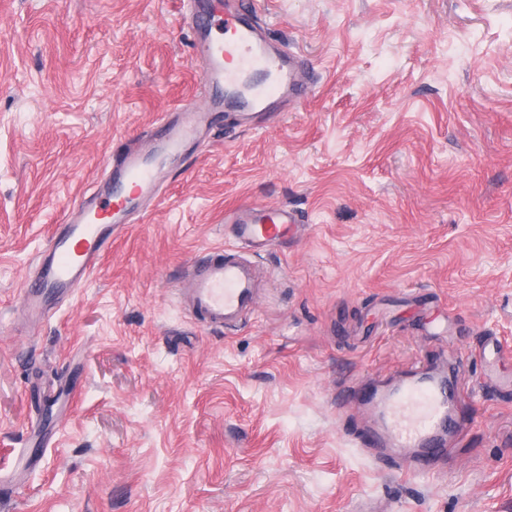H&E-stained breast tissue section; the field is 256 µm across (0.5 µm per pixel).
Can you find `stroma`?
Here are the masks:
<instances>
[{
	"instance_id": "1",
	"label": "stroma",
	"mask_w": 512,
	"mask_h": 512,
	"mask_svg": "<svg viewBox=\"0 0 512 512\" xmlns=\"http://www.w3.org/2000/svg\"><path fill=\"white\" fill-rule=\"evenodd\" d=\"M303 96L236 109L53 316L26 274L112 139L201 105L180 0H0V512H512V391L470 355L512 340V0H267ZM287 205L257 310L195 323L175 288L224 212ZM461 360L472 427L438 476L355 437L353 379ZM38 445H31L32 423Z\"/></svg>"
}]
</instances>
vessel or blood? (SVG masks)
<instances>
[{"label": "vessel or blood", "instance_id": "vessel-or-blood-1", "mask_svg": "<svg viewBox=\"0 0 512 512\" xmlns=\"http://www.w3.org/2000/svg\"><path fill=\"white\" fill-rule=\"evenodd\" d=\"M254 12L249 0L222 14L201 13L197 0H181L182 17L202 24L196 51L206 62L199 85L208 104L184 110L177 121L162 120L153 131V151H142L123 139L113 142L108 171L74 199L64 227L49 236L25 281L21 308L31 319L49 318L55 300L72 295L98 269L117 226L142 200L155 197L168 162L182 155L219 106L255 109L284 94L301 97L297 59L270 49L250 20ZM225 221L236 247L214 251L191 265L178 285L179 292L188 295L193 313L210 328L227 329L252 316L260 284L254 265L242 253L280 246L297 217L285 206H247L236 208ZM460 396V377L452 367L444 374L414 372L385 390L364 392L353 386L339 402L362 403L373 414L376 425L362 431L363 446L416 451L414 467L429 471L448 455L449 438L468 435Z\"/></svg>", "mask_w": 512, "mask_h": 512}]
</instances>
